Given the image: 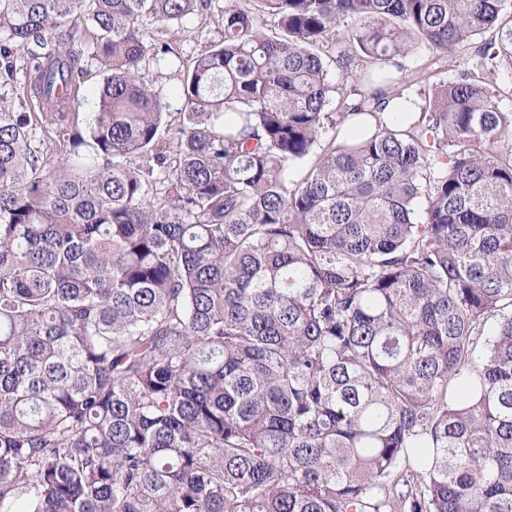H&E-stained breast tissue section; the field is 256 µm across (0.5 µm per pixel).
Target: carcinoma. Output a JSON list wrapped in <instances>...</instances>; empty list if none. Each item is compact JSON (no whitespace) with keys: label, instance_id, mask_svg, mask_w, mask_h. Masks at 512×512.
Masks as SVG:
<instances>
[{"label":"carcinoma","instance_id":"cac0c4a2","mask_svg":"<svg viewBox=\"0 0 512 512\" xmlns=\"http://www.w3.org/2000/svg\"><path fill=\"white\" fill-rule=\"evenodd\" d=\"M208 6L0 0V512H512V0ZM210 8L202 15L203 20L197 17H191L183 23V30L179 33L178 39L174 42L176 54L180 59L170 55L160 61H153L149 71L144 74L149 83H153L156 88L162 89L169 105L167 112L176 117L177 112H181V99L174 93V87L177 85L176 68L170 66L169 60L173 59L177 65L187 68L192 60L205 49L208 41L220 36L221 10L224 8L225 0H210ZM81 64L88 71L87 82L80 101L74 104L75 112H79L80 127L83 128L88 122L91 112H94L93 96L98 86L102 82V70L99 62L96 59L84 56Z\"/></svg>","mask_w":512,"mask_h":512}]
</instances>
